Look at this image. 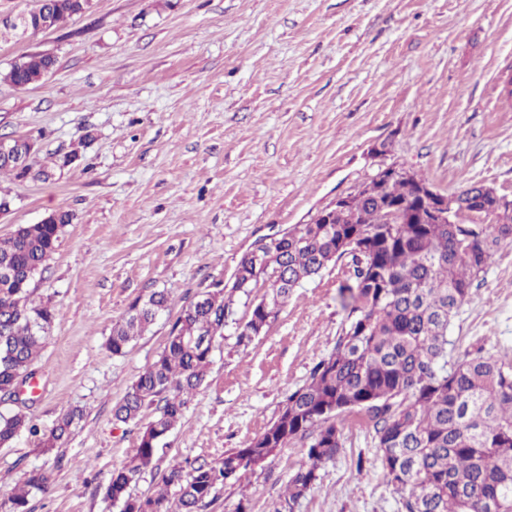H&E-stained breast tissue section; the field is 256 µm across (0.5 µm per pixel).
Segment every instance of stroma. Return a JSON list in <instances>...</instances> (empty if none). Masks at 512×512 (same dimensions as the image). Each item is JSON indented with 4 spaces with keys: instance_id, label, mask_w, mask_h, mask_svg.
<instances>
[{
    "instance_id": "stroma-1",
    "label": "stroma",
    "mask_w": 512,
    "mask_h": 512,
    "mask_svg": "<svg viewBox=\"0 0 512 512\" xmlns=\"http://www.w3.org/2000/svg\"><path fill=\"white\" fill-rule=\"evenodd\" d=\"M30 52L56 59L41 82H0V136L33 141L50 180L0 175V237L57 210L72 213L32 297L55 320L26 409L40 430L73 408L62 447L21 434L0 447V501L26 470L49 478L32 512H116L103 497L138 428L114 405L162 351L181 309L232 284L264 237L310 223L383 166L448 194L480 182L512 199V0H93L64 26L0 40V71ZM78 153L76 164L57 169ZM342 259L294 288L250 343V296L217 340L204 384L131 485L149 492L176 462H218L278 417L288 394L336 348L346 322ZM167 291L169 309L127 352L106 348L129 304ZM448 334L453 354L512 358V246L501 245ZM343 446L294 512H399L374 431L350 416ZM307 441L219 487L208 512H278Z\"/></svg>"
}]
</instances>
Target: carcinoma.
<instances>
[{"instance_id":"carcinoma-1","label":"carcinoma","mask_w":512,"mask_h":512,"mask_svg":"<svg viewBox=\"0 0 512 512\" xmlns=\"http://www.w3.org/2000/svg\"><path fill=\"white\" fill-rule=\"evenodd\" d=\"M59 28L88 12L92 0H32ZM53 56L30 53L4 79L26 87L55 68ZM427 181L384 170L358 193L354 215H315L270 240L240 261L231 291L249 295L263 282L269 292L252 305L238 335L249 343L288 302L290 291L345 256L352 283L339 288L347 325L336 349L288 393L278 418L222 461L178 462L141 496L131 483L156 468L160 445L182 417L187 400L203 384L215 341L234 313L224 289L207 291L183 308L162 352L114 406L113 417L141 424L136 453L112 476L105 499L119 512H202L215 488L238 480L298 436L310 438L306 458L288 480V512L318 479L324 463L342 447L343 423L363 413L372 423L382 476L401 496L404 512H512V359L467 351L448 361V326L469 301L500 244H512V222L471 224L472 212L492 215L494 188L469 184L451 196L466 202L460 224H430L418 188ZM72 214L59 211L49 224H22L0 239V398L33 366L52 328L48 302L32 299L31 284L46 270ZM169 295L155 291L133 301L113 325L106 348L114 355L167 311ZM154 409L151 420L142 415ZM80 411L64 414L40 432L30 418L0 411V446L23 432L49 452L68 437ZM48 476L32 468L0 503V512H30V499L46 490Z\"/></svg>"}]
</instances>
